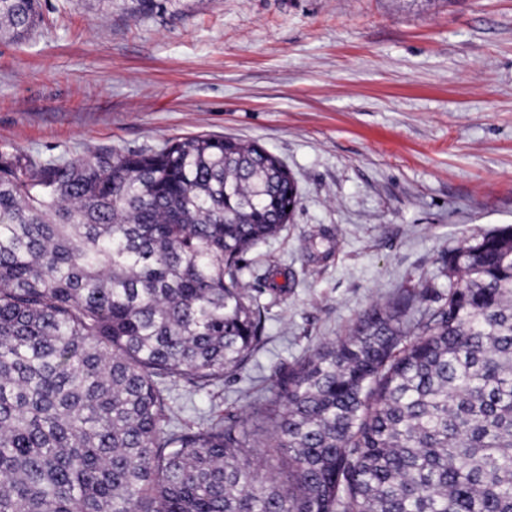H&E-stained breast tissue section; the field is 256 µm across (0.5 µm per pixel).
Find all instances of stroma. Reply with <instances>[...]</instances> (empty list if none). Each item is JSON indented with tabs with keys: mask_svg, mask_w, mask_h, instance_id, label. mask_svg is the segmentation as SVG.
Here are the masks:
<instances>
[{
	"mask_svg": "<svg viewBox=\"0 0 512 512\" xmlns=\"http://www.w3.org/2000/svg\"><path fill=\"white\" fill-rule=\"evenodd\" d=\"M40 0L42 25L0 39V151L76 158L196 134L277 154L299 203L248 253L273 279L264 344L218 387L173 388L184 422L234 407L255 445L270 422L247 390L430 282L442 257L512 224V0Z\"/></svg>",
	"mask_w": 512,
	"mask_h": 512,
	"instance_id": "35a3bbf8",
	"label": "stroma"
}]
</instances>
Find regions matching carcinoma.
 <instances>
[{
    "instance_id": "1",
    "label": "carcinoma",
    "mask_w": 512,
    "mask_h": 512,
    "mask_svg": "<svg viewBox=\"0 0 512 512\" xmlns=\"http://www.w3.org/2000/svg\"><path fill=\"white\" fill-rule=\"evenodd\" d=\"M38 0H0L27 39ZM298 203L256 143L200 134L76 159L0 152V512H512V225L448 251V297L372 305L240 415L180 422L233 376L288 289L246 255Z\"/></svg>"
}]
</instances>
